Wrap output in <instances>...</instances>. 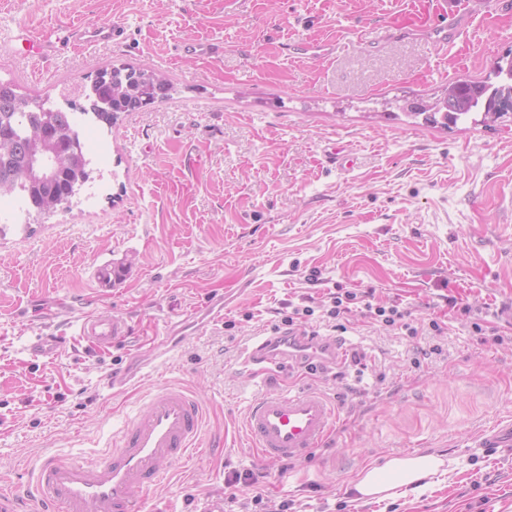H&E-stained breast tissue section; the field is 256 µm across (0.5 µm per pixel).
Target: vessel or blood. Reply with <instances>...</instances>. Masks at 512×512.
<instances>
[{"label":"vessel or blood","instance_id":"vessel-or-blood-1","mask_svg":"<svg viewBox=\"0 0 512 512\" xmlns=\"http://www.w3.org/2000/svg\"><path fill=\"white\" fill-rule=\"evenodd\" d=\"M121 29L112 24L61 29L66 43H109ZM76 334L89 346L107 349L125 338L118 318L87 316ZM336 343L302 333L259 338L248 358L252 363L280 365L287 360L335 363ZM337 415L329 399L313 389L267 393L248 408L245 429L259 454L268 460L307 457L332 433ZM203 426L199 401L188 390L166 386L145 396L139 411L124 425L119 446L92 458L58 453L40 456L30 469L24 491L0 485V512H141L138 492L159 485L167 467L190 457ZM480 447L511 448L512 421L484 431Z\"/></svg>","mask_w":512,"mask_h":512}]
</instances>
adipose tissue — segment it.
<instances>
[{
	"mask_svg": "<svg viewBox=\"0 0 512 512\" xmlns=\"http://www.w3.org/2000/svg\"><path fill=\"white\" fill-rule=\"evenodd\" d=\"M444 460L433 453L390 459L384 467L363 470L355 489L364 500H385L424 490L425 480L443 474Z\"/></svg>",
	"mask_w": 512,
	"mask_h": 512,
	"instance_id": "obj_1",
	"label": "adipose tissue"
}]
</instances>
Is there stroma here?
Here are the masks:
<instances>
[{"mask_svg":"<svg viewBox=\"0 0 512 512\" xmlns=\"http://www.w3.org/2000/svg\"><path fill=\"white\" fill-rule=\"evenodd\" d=\"M448 0H0V33L67 22L120 25L110 44L58 46L42 61L0 54V80L72 112L90 179L48 216L0 209V476L27 479L44 452L110 443L148 393L192 390L203 454L143 493V512H512V452L478 445L512 419V116L446 128L407 116V98L443 97L461 76L512 57V0L472 9L449 46L433 28ZM317 41L332 54L312 58ZM183 43L221 46L210 58ZM147 65L172 99L115 126L81 113L62 88L99 70ZM341 151L351 167L332 165ZM118 275L107 278L106 273ZM398 300L441 332L389 336L361 314L346 331L312 325L367 367L343 377L303 365L245 363L287 305L336 288ZM223 300L224 316L204 308ZM120 317L105 352L75 337L82 317ZM481 321L483 333L471 324ZM185 336L164 364L169 327ZM50 338L33 355L35 337ZM133 386L111 385L112 377ZM325 393L341 427L310 458L260 460L244 433L252 401L277 387ZM434 453L447 475L420 495L354 501L369 466ZM256 478L251 501L234 474Z\"/></svg>","mask_w":512,"mask_h":512,"instance_id":"35a3bbf8","label":"stroma"}]
</instances>
